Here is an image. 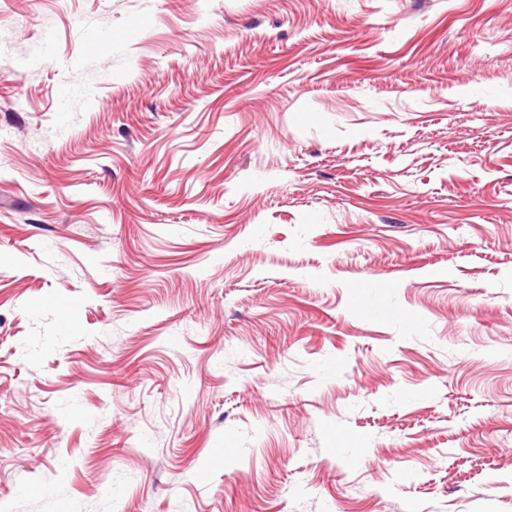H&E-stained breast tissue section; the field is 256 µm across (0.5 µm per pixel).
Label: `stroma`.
<instances>
[{
  "label": "stroma",
  "mask_w": 512,
  "mask_h": 512,
  "mask_svg": "<svg viewBox=\"0 0 512 512\" xmlns=\"http://www.w3.org/2000/svg\"><path fill=\"white\" fill-rule=\"evenodd\" d=\"M0 512H512V0H11Z\"/></svg>",
  "instance_id": "obj_1"
}]
</instances>
